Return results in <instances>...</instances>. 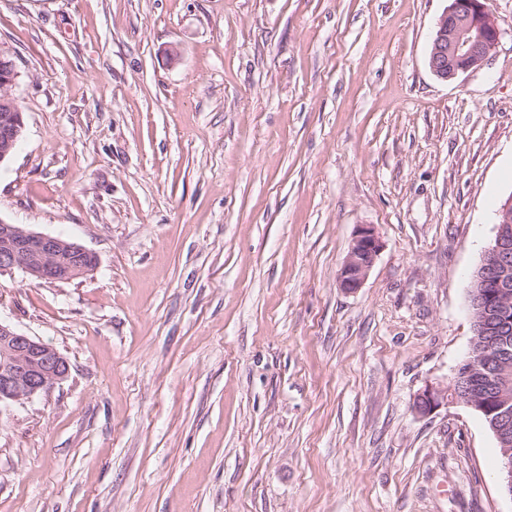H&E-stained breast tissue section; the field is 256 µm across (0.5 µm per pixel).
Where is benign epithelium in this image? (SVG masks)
Returning a JSON list of instances; mask_svg holds the SVG:
<instances>
[{
	"mask_svg": "<svg viewBox=\"0 0 512 512\" xmlns=\"http://www.w3.org/2000/svg\"><path fill=\"white\" fill-rule=\"evenodd\" d=\"M503 36L486 0H450L436 23L428 64L440 79H456L486 64ZM18 78L15 61L0 50V162L22 138L24 115L12 94ZM383 248L376 228L360 224L338 272L339 287L354 293ZM98 265L97 255L82 245L32 230L0 217V272L19 269L36 281H68ZM483 275L471 283L474 337L468 356L446 387L428 386L412 407L428 414L449 400L462 403L497 420L512 415L507 388L512 384V353H492L480 337L487 323L512 327V194L497 213L495 236L482 255ZM69 373L67 359L53 346L0 322V407L31 399L62 382ZM502 485L512 496V446L505 443Z\"/></svg>",
	"mask_w": 512,
	"mask_h": 512,
	"instance_id": "1",
	"label": "benign epithelium"
}]
</instances>
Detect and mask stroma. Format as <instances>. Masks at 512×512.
I'll return each mask as SVG.
<instances>
[{
	"instance_id": "1",
	"label": "stroma",
	"mask_w": 512,
	"mask_h": 512,
	"mask_svg": "<svg viewBox=\"0 0 512 512\" xmlns=\"http://www.w3.org/2000/svg\"><path fill=\"white\" fill-rule=\"evenodd\" d=\"M448 4L0 0V218L99 259L0 274V321L70 365L0 410V512H512L483 419L412 409L470 350L512 193V0L446 82ZM0 50V162L12 154L22 138L24 115L12 94L18 78L15 61ZM382 248V240L373 225H358L337 275L339 287L347 293H354L362 288Z\"/></svg>"
}]
</instances>
